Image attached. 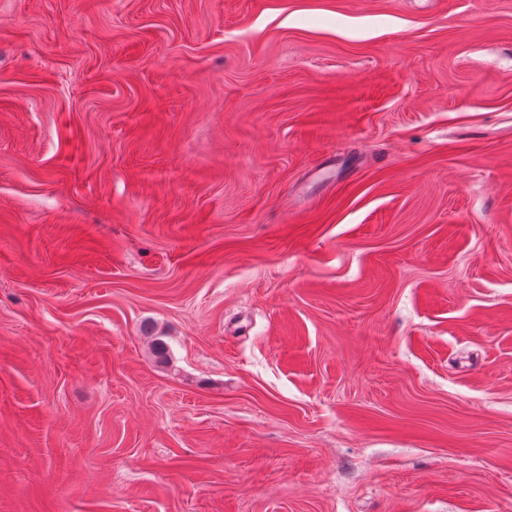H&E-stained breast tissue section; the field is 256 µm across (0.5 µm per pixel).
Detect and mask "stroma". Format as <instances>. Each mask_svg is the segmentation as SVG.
<instances>
[{
    "instance_id": "stroma-1",
    "label": "stroma",
    "mask_w": 512,
    "mask_h": 512,
    "mask_svg": "<svg viewBox=\"0 0 512 512\" xmlns=\"http://www.w3.org/2000/svg\"><path fill=\"white\" fill-rule=\"evenodd\" d=\"M0 512H512V0H0Z\"/></svg>"
}]
</instances>
